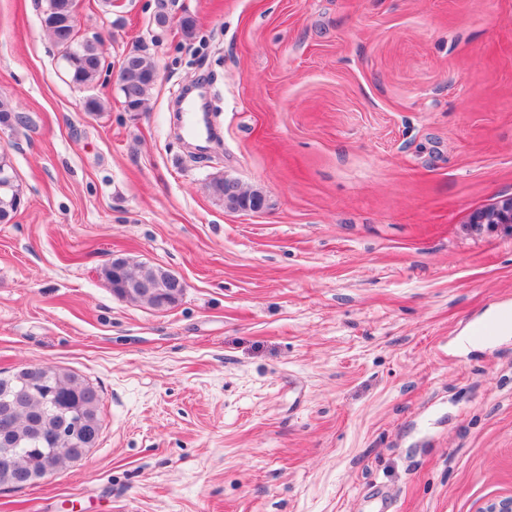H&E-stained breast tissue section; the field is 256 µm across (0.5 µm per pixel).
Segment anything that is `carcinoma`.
<instances>
[{
    "instance_id": "carcinoma-1",
    "label": "carcinoma",
    "mask_w": 512,
    "mask_h": 512,
    "mask_svg": "<svg viewBox=\"0 0 512 512\" xmlns=\"http://www.w3.org/2000/svg\"><path fill=\"white\" fill-rule=\"evenodd\" d=\"M68 0H48L44 26L54 42L63 48L65 68L70 82L77 87L88 86L103 71L105 58L98 41H72L69 32L59 25V16L68 11ZM155 65L138 54L124 60L123 82L119 92L123 103L143 106L155 85ZM212 194L228 208L242 199L260 195L255 190L239 189L238 199L224 198V179L211 183ZM21 191L16 182L0 190V213L15 215V202ZM160 268L130 263L123 273L131 282L142 278L160 277ZM120 297L130 302H142L157 308L163 296H147L119 288ZM102 398L92 391L91 384L79 374L56 366L41 364L38 379L30 378L23 367L0 376V427L8 430V444L0 443V453L10 454L7 465L0 464V486L20 488L48 478L47 468L57 471L68 461L86 453V443L93 431L101 427Z\"/></svg>"
}]
</instances>
